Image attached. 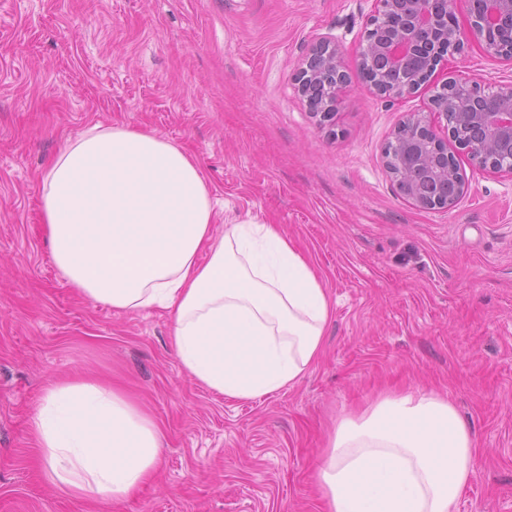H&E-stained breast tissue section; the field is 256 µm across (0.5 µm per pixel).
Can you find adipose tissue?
Wrapping results in <instances>:
<instances>
[{
	"instance_id": "1",
	"label": "adipose tissue",
	"mask_w": 512,
	"mask_h": 512,
	"mask_svg": "<svg viewBox=\"0 0 512 512\" xmlns=\"http://www.w3.org/2000/svg\"><path fill=\"white\" fill-rule=\"evenodd\" d=\"M40 200L67 284L116 311L168 312L177 358L208 390L252 400L319 360L333 304L313 265L276 224L214 238L201 166L167 137L93 125L45 170ZM28 429L45 480L77 501L125 502L159 461L156 420L89 375L50 382ZM475 459L449 399L387 396L337 425L315 486L323 512H458Z\"/></svg>"
}]
</instances>
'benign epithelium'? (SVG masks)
Here are the masks:
<instances>
[{
    "instance_id": "7a95c632",
    "label": "benign epithelium",
    "mask_w": 512,
    "mask_h": 512,
    "mask_svg": "<svg viewBox=\"0 0 512 512\" xmlns=\"http://www.w3.org/2000/svg\"><path fill=\"white\" fill-rule=\"evenodd\" d=\"M374 14L367 21L365 38L357 53L360 63L377 56L387 60V77L382 87L367 84L379 95L402 97L418 91L424 77L432 74L445 56L459 53L465 43H480L494 56L512 58V0H375ZM467 4V22L457 19L461 3ZM299 94L306 103L325 93L334 100L345 88L340 54L336 43L318 41L294 75ZM451 84L483 97L477 111L469 110L466 96H447V86L431 99V112L408 113L395 131L392 144L382 150V163L396 182L407 180V173L394 149L397 135L414 139L421 156L431 148L448 146L467 153L482 168L512 174V83L503 84L489 93L481 84L466 77H456ZM459 121L470 128L458 140L450 122ZM443 180L451 192L442 199L429 201L418 194L409 199L424 209H446L468 191V181L461 167L449 169Z\"/></svg>"
}]
</instances>
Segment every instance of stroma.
<instances>
[{"label": "stroma", "mask_w": 512, "mask_h": 512, "mask_svg": "<svg viewBox=\"0 0 512 512\" xmlns=\"http://www.w3.org/2000/svg\"><path fill=\"white\" fill-rule=\"evenodd\" d=\"M375 0H0V512H323L314 475L343 418L400 392L452 401L475 473L459 512H512V174L456 158L469 189L415 206L381 151L448 78L512 81L474 42L416 93L358 77ZM335 41L350 85L319 126L293 74ZM156 131L198 160L215 234L281 225L334 300L318 363L253 401L194 381L162 313L78 298L52 259L41 171L90 126ZM90 374L162 430L150 483L109 508L45 483L28 433L49 381Z\"/></svg>", "instance_id": "1"}]
</instances>
